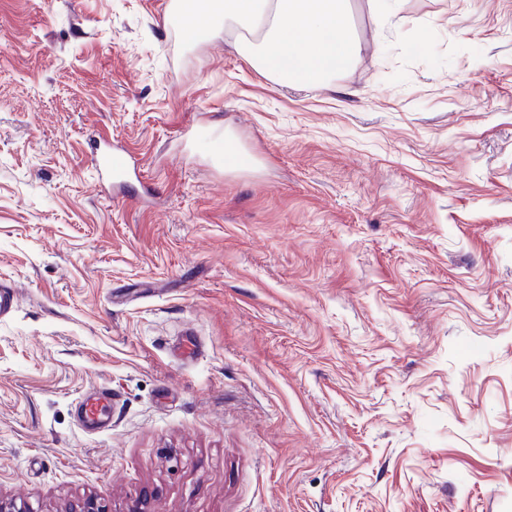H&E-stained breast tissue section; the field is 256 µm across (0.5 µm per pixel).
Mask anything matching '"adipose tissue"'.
Segmentation results:
<instances>
[{"mask_svg": "<svg viewBox=\"0 0 512 512\" xmlns=\"http://www.w3.org/2000/svg\"><path fill=\"white\" fill-rule=\"evenodd\" d=\"M231 22L254 34L236 39L237 50L283 84L324 86L360 53L349 0H205L201 14H187L185 29L207 40Z\"/></svg>", "mask_w": 512, "mask_h": 512, "instance_id": "ef3b65f1", "label": "adipose tissue"}]
</instances>
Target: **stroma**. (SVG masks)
Here are the masks:
<instances>
[{
  "instance_id": "1",
  "label": "stroma",
  "mask_w": 512,
  "mask_h": 512,
  "mask_svg": "<svg viewBox=\"0 0 512 512\" xmlns=\"http://www.w3.org/2000/svg\"><path fill=\"white\" fill-rule=\"evenodd\" d=\"M171 2L0 0V499L512 512V0H351L325 89ZM95 164L99 173V185L104 188L120 189L135 174L133 157L123 147L105 144L96 149ZM101 400L112 403V389L102 386L93 397L77 403V418L80 427L87 433H103L112 429V411L100 404Z\"/></svg>"
}]
</instances>
